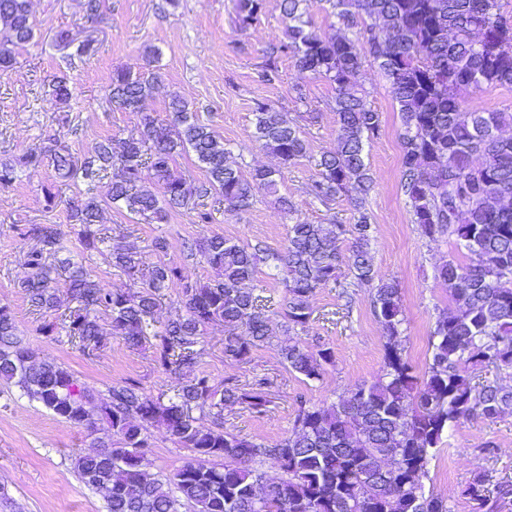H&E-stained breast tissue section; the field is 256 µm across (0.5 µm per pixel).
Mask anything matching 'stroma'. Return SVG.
<instances>
[{
  "label": "stroma",
  "instance_id": "stroma-1",
  "mask_svg": "<svg viewBox=\"0 0 512 512\" xmlns=\"http://www.w3.org/2000/svg\"><path fill=\"white\" fill-rule=\"evenodd\" d=\"M36 22L33 39L16 48L14 67L0 74V163L17 160L37 147L60 142L76 159L94 154L107 137L136 131L139 114L110 105L108 86L115 69L140 71L145 50H154L159 80L143 108L166 119V106L181 98L197 119L209 124L223 138L243 174L257 168H277V159L252 142L253 107L264 101L297 122L305 132L308 152L282 170L279 190L295 204L294 216L280 211L274 197L258 194L244 211L220 206L211 223H199L192 208L170 213L167 223L149 224L130 214L124 205L104 206L102 222L122 244L134 248L146 263L158 259L151 242L161 236L168 242L166 260L186 264L193 278L211 277V268L186 256L184 245L212 235L244 243H262L273 252L283 251L293 219L311 224H351L357 212L347 197L320 201L306 192L316 177L317 163L337 145L335 90L317 74L300 73L294 57L279 53L281 78L266 84L262 72L272 47L286 41L287 22L280 0H265V8L248 28L236 22V0H99L96 18H89L85 0H29ZM69 31L72 40L61 44L58 31ZM93 42L96 51L81 48ZM65 78L71 91L67 104L58 106L52 90ZM369 104L382 116L377 139L366 148V161L374 188L365 209L375 227L374 263L401 289L406 322L403 346L416 366L431 355L429 332L440 311L450 309L448 290L434 277L436 267L454 254L453 239L423 238L411 221L410 205L401 181V120L389 83L377 64L365 63L359 77ZM279 168V167H278ZM58 191L62 202L46 208V190ZM103 188H88L82 180L59 183L53 167L26 171L12 185L0 188V305L8 306L20 336L41 358L63 365L107 397L111 386L128 380L141 383L147 393L173 394L179 377L155 360L153 344L127 347L110 332V318L100 314L103 343L93 354H84L65 334H44L42 325L59 322L73 303L64 283H57L58 308L37 311L19 293L17 283L28 273L30 238L19 229L25 224H57L62 243L80 255L94 271L100 288L109 290L124 282L107 252L84 248L79 225L70 223L65 198L101 197ZM351 301L338 288L326 285L313 297L312 315L294 335L304 348L330 347L334 362L320 380L303 382L281 363L276 351H254L250 362L237 364L224 358V327L209 326L201 340L197 368L209 375L212 385L225 380L252 387L265 379L270 401L258 416L242 406L224 411V429L258 443L273 445L289 435L297 414V397L311 403H331L365 383L375 380L383 366L382 327L371 306L372 291L350 287ZM147 453L152 473L169 478L190 453L176 447L162 428L150 430ZM493 454H486V445ZM91 439L78 428L55 418L41 405L29 401L18 387L0 381V512H107L102 492L79 478L72 460L89 451ZM489 473L493 481L512 483V413L489 421L480 416L461 420L443 437L429 465L425 493L444 501L450 512H473L462 491L476 472Z\"/></svg>",
  "mask_w": 512,
  "mask_h": 512
}]
</instances>
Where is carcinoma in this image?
<instances>
[{"label": "carcinoma", "instance_id": "carcinoma-1", "mask_svg": "<svg viewBox=\"0 0 512 512\" xmlns=\"http://www.w3.org/2000/svg\"><path fill=\"white\" fill-rule=\"evenodd\" d=\"M303 2L281 0L288 18V42L281 51L293 54L300 71L319 74L334 86L338 139L336 151L321 157L308 194L320 201L348 197L358 213L355 223L297 220L288 225L284 250L276 253L220 235L204 238L194 250L213 275L201 281L172 261L143 266L136 252L92 229L102 213L95 198L69 199L68 215L85 226L86 245H110L112 265L128 278L107 292L86 266L61 256L59 225L31 224L26 230L36 247L26 255L29 272L17 288L35 310L52 311L54 284L65 276L78 306L62 325L84 353L101 346L100 313L111 316L112 335L127 346L146 343L149 318L168 289H179L180 312L154 334L159 364L183 376L177 393L154 397L138 382L126 381L109 388L103 406L68 368L40 359L20 337L9 307L0 306V381L94 438L96 450L75 455L73 465L87 486L105 490L108 512H181L186 506L192 512H258L259 503L267 512H450L424 492L433 449L448 428L476 409L490 421L512 411V388L497 382L477 386L467 373L478 365L512 369V287L506 286L512 278V137L504 135L512 127V112L477 109L465 100V93L483 83L512 86V22L501 13L499 0H326L345 33L325 39L304 19ZM263 7L264 0H238V25L250 26ZM366 17L382 21V27L361 24ZM0 32L5 34L2 73L14 65L13 48L34 36L28 0H0ZM369 59L387 77L401 114V189L412 223L422 236L446 235L467 252L465 260L451 257L436 269L453 307L433 323L432 356L421 372L402 345L399 285L379 274L370 248L373 227L364 201L373 177L365 146L378 136L382 121L358 89ZM157 79L150 52L141 71L112 74L109 101L116 110L141 113L136 132L104 139L95 156L80 165L64 149L32 151L17 166H0V185L12 183L19 166L49 162L59 178L78 177L91 186L116 167L120 174L107 184V199L124 203L149 224H163L193 196L213 192L242 209L263 191L275 195L285 213L294 212L293 202L277 194L281 171L257 168L245 176L230 160L224 140L193 117L183 100H171L167 120L142 113ZM253 115L252 137L282 166L306 156L301 126L262 101ZM190 152L205 172L194 190L175 167L176 157ZM145 180L160 194L142 188ZM269 259L288 294L281 324L268 317L264 297L245 287L259 263ZM348 274L373 290L385 339L383 374L329 405L298 397L293 431L275 446L224 432L226 407L267 412L268 400L259 390L265 380L251 390L227 381L215 399L210 379L197 371L196 345L206 328L224 324L226 360L245 364L254 351L272 347L289 371L304 381L318 380L333 362L332 349L312 353L277 333L306 326L318 288L332 283L348 294L342 281ZM203 417L214 427L201 425ZM154 426L191 452L165 481L145 464ZM258 461L282 476H268L254 467ZM464 495L473 512H501L512 484L492 487L488 474L478 472Z\"/></svg>", "mask_w": 512, "mask_h": 512}]
</instances>
